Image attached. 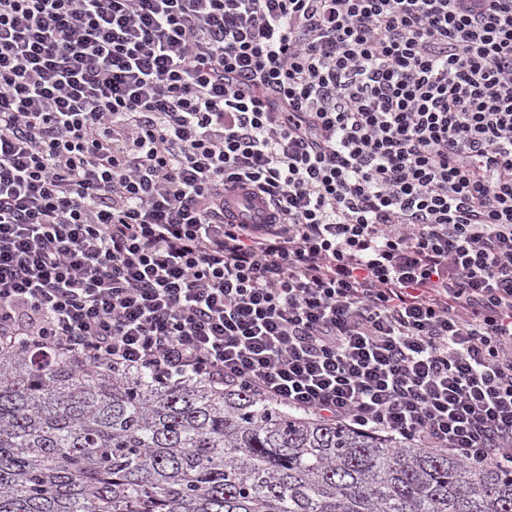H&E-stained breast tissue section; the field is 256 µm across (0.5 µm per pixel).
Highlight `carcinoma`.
<instances>
[{"label": "carcinoma", "instance_id": "carcinoma-1", "mask_svg": "<svg viewBox=\"0 0 512 512\" xmlns=\"http://www.w3.org/2000/svg\"><path fill=\"white\" fill-rule=\"evenodd\" d=\"M0 512H512V469L2 342Z\"/></svg>", "mask_w": 512, "mask_h": 512}]
</instances>
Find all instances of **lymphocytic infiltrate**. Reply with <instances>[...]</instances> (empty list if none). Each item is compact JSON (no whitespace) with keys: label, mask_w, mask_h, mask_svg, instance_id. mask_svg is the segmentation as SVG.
<instances>
[{"label":"lymphocytic infiltrate","mask_w":512,"mask_h":512,"mask_svg":"<svg viewBox=\"0 0 512 512\" xmlns=\"http://www.w3.org/2000/svg\"><path fill=\"white\" fill-rule=\"evenodd\" d=\"M0 340L512 465V0H0ZM228 207L232 220H235L238 223L253 224L258 220L260 215V205L257 202L250 204L244 200L237 202L236 200L231 199Z\"/></svg>","instance_id":"f902f5d3"}]
</instances>
